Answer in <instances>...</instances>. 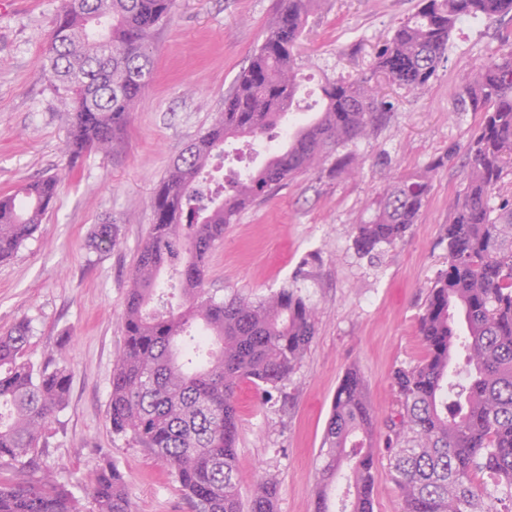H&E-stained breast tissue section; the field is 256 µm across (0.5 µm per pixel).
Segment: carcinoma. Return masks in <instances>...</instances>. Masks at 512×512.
Instances as JSON below:
<instances>
[{
	"instance_id": "obj_1",
	"label": "carcinoma",
	"mask_w": 512,
	"mask_h": 512,
	"mask_svg": "<svg viewBox=\"0 0 512 512\" xmlns=\"http://www.w3.org/2000/svg\"><path fill=\"white\" fill-rule=\"evenodd\" d=\"M319 0H281L264 42L238 76L219 119L173 163L151 201L153 223L129 274L122 316L123 347L112 371L106 418L162 461L184 492L190 512H243L237 481L239 413L236 392L249 382L275 387L289 380L315 336V310L297 291L282 288L252 301L217 299L206 288V266L224 227L288 179L331 162L329 174L355 162L345 148L368 135L385 102L360 81L321 87L315 118L288 134L256 170L236 178L224 198H210L199 181L207 160L231 139L264 136L299 106L293 48ZM175 0H59L50 46V73L72 104L66 142L68 168L107 150L129 123L152 79L153 32ZM512 13V0H422L378 52L375 69L399 87L424 90L465 17ZM468 78L461 102L480 113L466 157L467 182L449 203L444 228L446 267L427 291L418 319L425 356L397 368L401 400L384 422L389 475L403 512H500L512 502V42ZM58 183L46 177L0 197V262L11 259L52 207ZM430 185L423 176L396 175L376 201L371 220L353 227L358 254L374 256L418 223ZM117 244L113 224H98L94 248ZM178 274L181 302L160 287L164 271ZM30 325L16 321L0 336V460L26 459V470L0 479V512H82L79 501L40 469L44 430L69 396L66 369L36 370L27 359ZM468 370L450 380L453 354ZM379 421L365 381L348 371L336 390L319 452L322 478L349 465L354 494L340 512L374 507V451L367 441ZM478 473L493 487L475 481ZM89 494L97 512H135L123 476L107 464ZM277 482L262 476L248 512H275Z\"/></svg>"
}]
</instances>
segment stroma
<instances>
[{"label":"stroma","mask_w":512,"mask_h":512,"mask_svg":"<svg viewBox=\"0 0 512 512\" xmlns=\"http://www.w3.org/2000/svg\"><path fill=\"white\" fill-rule=\"evenodd\" d=\"M58 4L0 0V197L31 180L58 179L53 209L0 263V334L28 320V355L37 366L60 341L68 343L69 400L49 420L39 458L83 512H95L88 484L107 462L124 477L137 512H189L169 469L106 420L128 277L149 232L155 189L223 112L279 0H176L152 40L153 78L122 138L114 150L88 155L74 173L64 155L72 107L47 71ZM417 10L418 0H321L295 49L305 107L289 115L290 125L313 119L321 85L342 76L366 81L390 108L353 144L357 162L349 173L333 176L321 165L296 176L227 225L209 257L207 286L217 297L256 301L286 287L316 311L315 337L291 379L268 395L250 383L238 391L239 487L246 496L260 476H273L277 512L314 510L319 449L345 373H361L384 420L401 409L394 370L425 354L417 317L446 265L448 201L466 185L465 153L479 121L461 111L460 98L472 71L512 35V14L457 25L435 76L416 92L389 85L373 59ZM441 157L445 165L429 172ZM425 172L429 194L412 232L377 259L359 255L352 227L373 215L390 176ZM99 224L116 225V247H90ZM373 444L374 512H402L383 432Z\"/></svg>","instance_id":"stroma-1"}]
</instances>
